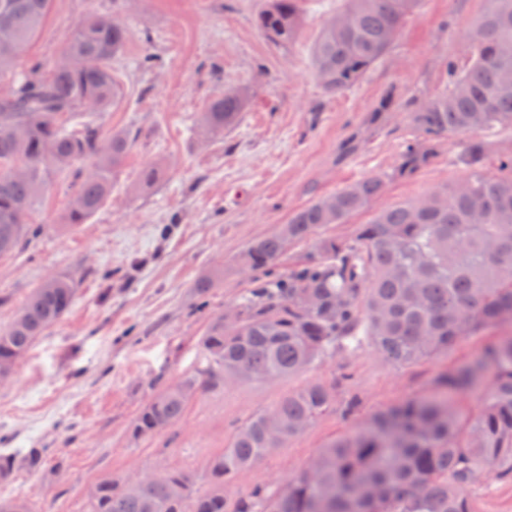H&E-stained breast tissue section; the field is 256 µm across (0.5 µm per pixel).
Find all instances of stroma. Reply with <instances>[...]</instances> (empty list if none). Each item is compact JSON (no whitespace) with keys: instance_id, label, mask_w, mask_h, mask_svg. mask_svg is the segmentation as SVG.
<instances>
[{"instance_id":"1","label":"stroma","mask_w":512,"mask_h":512,"mask_svg":"<svg viewBox=\"0 0 512 512\" xmlns=\"http://www.w3.org/2000/svg\"><path fill=\"white\" fill-rule=\"evenodd\" d=\"M342 2L302 0L295 43L277 49L254 23L267 0H52L18 71L59 60L88 14L118 16L129 33L112 63L121 95L96 124L105 138L116 130L139 137L111 197L87 223L61 230L73 179L58 177L29 215L42 236L0 257V328L48 276L65 273L77 285L70 311L0 381V453L43 451L37 469L20 462L0 481V498L27 499L37 512H87L100 478L171 467L206 487L210 459L245 420L308 381L335 384L328 413L224 486L231 502L257 488L273 491L329 440L424 394L439 372L503 335L489 327L410 366L383 364L369 347L327 357L291 378L197 394L175 426L146 439L130 434L155 380L213 369L202 338L249 286L238 255L317 198L396 167L416 135L413 104L445 90L448 65L466 60L465 33L485 8V0H421L386 55L330 95L314 75L311 48ZM228 88L249 89L250 102L223 137L202 141L198 114ZM464 144L461 136L444 139L429 164L388 182L371 208L328 227V235L352 236L375 210L467 177L458 161ZM149 165L164 175L138 189ZM217 268L222 286L200 299L195 280ZM471 498L476 512H512V482L487 475Z\"/></svg>"}]
</instances>
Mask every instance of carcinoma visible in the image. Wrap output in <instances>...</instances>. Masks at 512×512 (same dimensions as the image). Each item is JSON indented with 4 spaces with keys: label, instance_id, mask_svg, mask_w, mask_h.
<instances>
[{
    "label": "carcinoma",
    "instance_id": "carcinoma-1",
    "mask_svg": "<svg viewBox=\"0 0 512 512\" xmlns=\"http://www.w3.org/2000/svg\"><path fill=\"white\" fill-rule=\"evenodd\" d=\"M312 48L314 74L338 94L380 61L420 0H343ZM466 33L469 61L450 65L448 87L418 103L397 167L368 176L295 211L288 223L253 241L237 258L252 281L234 303L238 325L214 318L202 344L218 369L163 384L131 424L135 438L175 426L189 401L224 389V377L274 382L337 353L371 346L392 366L434 358L463 337L512 325V151L489 161L488 137L512 134V0H485ZM301 0H270L255 18L275 47L291 45L301 25ZM51 0H0V77L14 76L25 48L42 31ZM128 30L93 12L45 77H26L0 98V256L20 251L41 232L26 221L56 175L89 163L79 174L63 226L86 223L112 192V178L137 134L101 141L84 119L119 95L112 60ZM249 101L246 89L226 90L200 112L206 139L224 136ZM468 137L462 161L471 174L407 202L383 208L355 234H322L378 199L385 184L413 175L436 157L441 140ZM311 243L300 267H274L294 244ZM224 271L193 284L200 296ZM76 286L58 273L33 289L12 322L0 329V366H16L36 340L71 309ZM434 393L373 416L318 452L288 485L256 489L231 504L224 484L272 448H282L323 416L336 387L319 381L289 392L241 424L224 453L209 463L210 486L193 488L171 469L134 490L115 477L97 481L89 512H474L470 491L488 474L512 479V336L476 358L438 373ZM483 391L473 413L451 401ZM0 512H35L21 498H1Z\"/></svg>",
    "mask_w": 512,
    "mask_h": 512
}]
</instances>
